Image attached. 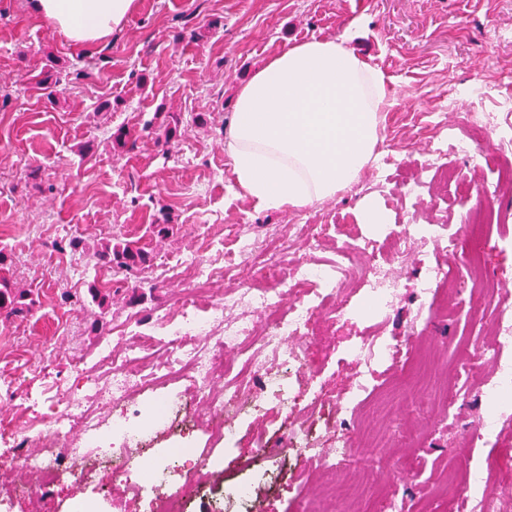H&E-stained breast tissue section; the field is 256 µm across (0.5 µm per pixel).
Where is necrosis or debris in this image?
Returning <instances> with one entry per match:
<instances>
[{
  "label": "necrosis or debris",
  "instance_id": "obj_1",
  "mask_svg": "<svg viewBox=\"0 0 512 512\" xmlns=\"http://www.w3.org/2000/svg\"><path fill=\"white\" fill-rule=\"evenodd\" d=\"M380 230L383 238L379 241L346 239L334 263L318 264L307 258L293 269L285 261L287 241L279 237L258 240L235 231L233 255L239 262L257 265L265 285L256 288L245 283L218 295L208 293L207 287L215 277L224 276L225 252L206 243L205 256H192L169 269L170 275L185 282L179 321L159 330L141 329L136 345L122 357H113L106 346L92 356L112 365L110 401L119 411L111 422L102 424L98 415L85 409L86 399L98 396L100 387L84 376L91 357L75 355L68 368L85 379L80 393L71 395L64 405L49 404L38 419L23 416L15 424L18 467L35 473L41 487L48 488L64 479L83 480L87 462L97 459L106 463L113 481L127 484L136 477L149 485L153 512H181L184 459H195L198 472L209 474L219 460L215 445L228 450L235 446L234 419L263 412L271 399L293 418L287 435L289 448L300 455L311 453L317 442L316 423L297 416L300 396L290 374L310 370L303 397L309 409H322L327 397L323 371L310 367L306 331L328 299L342 288L341 273L350 268L352 255L365 252L372 261L365 304L358 310L349 301H341L333 322L354 321L361 311L386 316L403 290L415 309L403 335L354 337L336 349L338 360L354 362L357 367L355 382L334 402L339 430L331 435V450L321 462L324 470L337 474L345 462L355 458L347 424L354 421L364 395L390 364L412 358L418 323L424 312L434 311L438 292L448 283L447 265L428 264L415 281L405 283L390 275L388 263L406 264L419 244H442L452 253L463 247L462 236L449 232L444 224H384ZM254 312L265 320L258 333L251 326ZM477 361L497 368L495 376L482 385L481 398L497 401L512 394V310L501 311L493 343L466 350L462 365L467 368ZM175 375L192 382L195 401L208 406L219 421L202 429L208 447L172 448L146 467L141 463L142 447L157 426L178 417L186 405L181 391L166 386ZM33 442L38 443V451H29ZM448 496L462 498L467 512H512V499L491 488L488 469L478 463H468L461 476H449Z\"/></svg>",
  "mask_w": 512,
  "mask_h": 512
}]
</instances>
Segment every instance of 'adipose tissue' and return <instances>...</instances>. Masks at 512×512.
<instances>
[{"label": "adipose tissue", "instance_id": "1", "mask_svg": "<svg viewBox=\"0 0 512 512\" xmlns=\"http://www.w3.org/2000/svg\"><path fill=\"white\" fill-rule=\"evenodd\" d=\"M138 0H32L78 46L105 42ZM384 73L344 38L287 46L242 84L226 135L236 194L257 210L331 199L376 158L389 107Z\"/></svg>", "mask_w": 512, "mask_h": 512}]
</instances>
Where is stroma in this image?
Segmentation results:
<instances>
[{"mask_svg":"<svg viewBox=\"0 0 512 512\" xmlns=\"http://www.w3.org/2000/svg\"><path fill=\"white\" fill-rule=\"evenodd\" d=\"M358 31L348 34L350 22ZM349 35L348 45L391 79L393 105L386 114L379 155L391 158L385 192L373 185L379 164L335 199L294 210L255 211L238 198L230 179L224 136L237 89L271 55L286 46L318 38ZM59 66L77 72L72 83L54 94L35 89L31 78L41 69ZM147 83L137 87L138 76ZM512 0H140L136 12L111 39L91 50L75 47L49 23L36 19L30 0H0V250L12 260V277L33 292L32 311L0 326V512H74L87 501L91 512H149L148 498L136 486L95 475L83 483L63 480L49 491L14 493L22 472L14 460L15 413L42 406L48 382L35 368L54 354L59 376H68V358L107 342L113 354L131 347L134 336L119 335L131 319L155 321L177 312L182 282L162 276V269L199 252L202 236L221 239L231 225L245 226L250 236L291 232L297 224L327 227L318 256H336L337 225L356 223L364 203L377 206L388 224L463 225L467 210L491 209L493 237L512 238V191L482 200L470 198L473 185L495 181L497 170L485 163L496 138L469 136L482 112H496L493 101L471 102L468 87L487 84L512 98ZM116 102L103 115L102 101ZM159 112L180 113L181 137L172 146L158 143L144 127ZM205 114L206 124L195 123ZM502 123L511 113L496 112ZM126 125L136 145L116 156L105 150L108 127ZM446 139L442 157L430 154L435 138ZM98 149L83 159L85 142ZM42 170L29 180L28 167ZM418 178L420 195L404 196L402 184ZM166 210L172 230L157 239L154 216ZM93 245L107 238L141 241L152 251L149 268L112 278V307L103 325L92 330L98 308L61 304L59 295L86 292L96 263L89 253L55 249L70 225ZM485 287L495 299L474 317L469 300L456 298L447 316L429 320L423 334L430 345L452 351L464 336L485 343L499 308H512V251L486 253ZM410 298L384 322L336 325L337 339L401 335ZM66 323L64 337L55 328ZM493 372L474 364L466 384L470 398L453 407L449 419L440 403L421 405L418 387L402 388L393 372L368 400L355 436L377 442L378 465L367 484L378 492L395 486L416 512H448L445 500L431 497L462 460L460 433L474 430L492 406L477 391ZM289 419L275 403L261 415L237 421V448L208 478L204 494L187 489L185 512H211L225 493L241 482L252 483L255 499L268 512H311L324 490L325 477L316 456L297 457L285 445ZM264 436L269 454H256L254 442Z\"/></svg>","mask_w":512,"mask_h":512,"instance_id":"1","label":"stroma"}]
</instances>
